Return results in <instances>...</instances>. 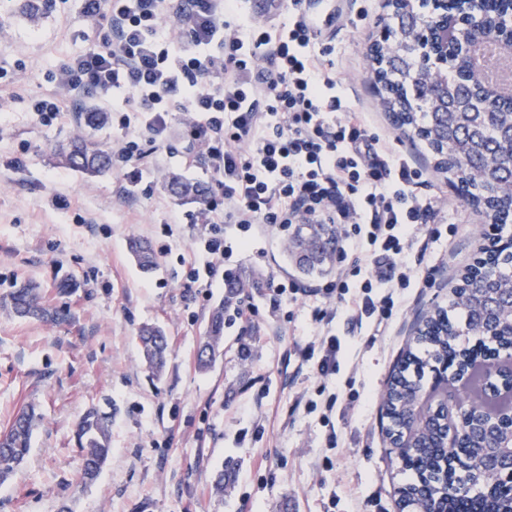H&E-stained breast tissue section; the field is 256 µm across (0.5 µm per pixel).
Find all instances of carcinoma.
Wrapping results in <instances>:
<instances>
[{"mask_svg":"<svg viewBox=\"0 0 512 512\" xmlns=\"http://www.w3.org/2000/svg\"><path fill=\"white\" fill-rule=\"evenodd\" d=\"M474 2V20L466 30L472 39L479 38L484 28L496 26L503 15L512 11V0ZM427 3L428 0H400L397 11L423 18ZM446 9L448 29L453 30L459 26L458 17L465 12L464 0H448ZM411 73V63L408 61L392 67L381 61L376 69L377 82L388 103L394 108L401 107L405 113L403 125L428 145L439 158L440 168L454 174L453 187L466 204L498 206L504 216L512 215V169L509 168L507 140L502 136V132L512 126V94L496 98L491 104L492 113L483 120L475 118L472 97L480 91V81L467 71L463 58L459 57L448 78V112L445 126L441 127L434 122L432 106L419 86L411 81L398 80V76H409ZM55 155L66 166L90 176L104 173L111 165L109 155L88 136L71 140L68 145L56 149ZM167 187L181 201L199 203L206 194L204 184L177 175L170 177ZM288 249L300 270L322 273L335 261L336 226L301 224L289 241ZM129 252L141 271L150 273L156 268L157 258L146 240L130 238ZM505 252L504 248L485 247L476 263L496 278L495 288L503 297V303L494 320L507 322L512 320V255L507 256ZM482 281L481 277L466 275L454 289V297L448 307H438L426 317L424 331L417 337V342L424 345L427 358L410 351L396 365L384 395V407L392 422L387 435L395 434L400 418L409 411L411 400L405 391V384L412 383L414 379H423L427 359H446L448 366L467 372L477 361L509 350L512 339L498 335L491 325L485 326L474 344L462 339L460 330L466 326L467 318L483 305V293L477 291ZM257 286L258 282L254 279H236L235 287L227 290L224 300L213 309L197 351L199 371H208L223 353L226 308L238 302L246 289ZM0 306L18 317L38 318L53 324L66 320V316L46 306L36 288L30 284L13 289ZM138 342L148 371L155 377L159 376L168 348L163 330L145 325L139 330ZM34 424V410L23 407L0 431V483L5 482L27 458ZM75 434L82 457L81 479L86 484H92L99 477L111 451L110 417L97 409L89 410L78 421ZM417 444L420 448L412 453L399 448L393 450L402 470L419 478L444 479V449L433 447L435 441L431 426L426 425L421 429ZM231 477L230 466L218 470L211 482L212 494L224 497V485ZM416 488L415 482H407L398 488L400 501L412 512H417L420 507V501L416 500ZM441 512H473V499L466 491L449 489Z\"/></svg>","mask_w":512,"mask_h":512,"instance_id":"cac0c4a2","label":"carcinoma"}]
</instances>
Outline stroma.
Returning <instances> with one entry per match:
<instances>
[{
    "label": "stroma",
    "mask_w": 512,
    "mask_h": 512,
    "mask_svg": "<svg viewBox=\"0 0 512 512\" xmlns=\"http://www.w3.org/2000/svg\"><path fill=\"white\" fill-rule=\"evenodd\" d=\"M331 8L324 34L337 78L355 106L375 114L394 148H415L430 174L419 192L437 200L434 223L448 233L422 237L411 258L415 286L397 302L388 334L338 321L340 371L325 378L300 355L318 332L324 299L290 298L276 311L269 302L275 276L308 286L323 276L300 271L287 251L288 232L274 229L235 250L232 274L260 278L241 297L255 314L246 323L227 319L223 355L198 371L197 347L225 288L215 285L206 300L188 287L179 256L190 246L189 225L168 239L158 230L173 213L198 209L177 201L164 175L206 183L209 173L183 168L188 142L176 125L168 153L142 166L148 195L125 197L115 172L91 177L58 164L54 147L73 137L92 134L108 150L121 136L109 123L87 130L75 112L50 127L35 124L30 112L32 99L52 90V72L107 29L90 27L78 0H0L7 35L0 68L20 79L16 97L0 101V301L30 279L70 316L50 325L0 312V426L27 405L42 416L28 461L0 485V512H398L397 489L408 475L389 457L381 397L415 323L448 304L490 226L457 197L435 154L394 125L380 103L367 47L388 20L384 0H333ZM20 61L25 70L17 69ZM133 236L159 250L154 273L136 266L127 247ZM165 244L171 250L164 254ZM64 280L71 286L62 293ZM146 324L161 327L169 342L158 379L137 344ZM92 407L112 419V453L85 486L74 429ZM227 463L236 464V478L217 500L210 483Z\"/></svg>",
    "instance_id": "1"
}]
</instances>
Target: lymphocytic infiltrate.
<instances>
[{
  "mask_svg": "<svg viewBox=\"0 0 512 512\" xmlns=\"http://www.w3.org/2000/svg\"><path fill=\"white\" fill-rule=\"evenodd\" d=\"M79 2L82 17L109 32L56 70L53 92L31 102L34 121H61L90 92L103 101L124 93L112 170L129 196L150 194L138 162L145 150H167L180 125L193 145L185 167L214 177L194 214L161 227L168 238L184 220L193 230L192 255L182 261L188 286L211 287L223 274L234 253L227 225L242 233L257 224L335 225L342 266L333 280L313 288L287 276L270 282L275 309L287 294L343 295L342 308L320 311L317 337L301 350L320 376L334 375V322L387 326L395 294L411 285L419 230L442 236L431 225L433 200L418 192L424 169L389 150L370 114L345 97L302 0H288L287 21L266 15L246 26L232 19L236 0ZM352 252L365 264H347Z\"/></svg>",
  "mask_w": 512,
  "mask_h": 512,
  "instance_id": "lymphocytic-infiltrate-1",
  "label": "lymphocytic infiltrate"
}]
</instances>
